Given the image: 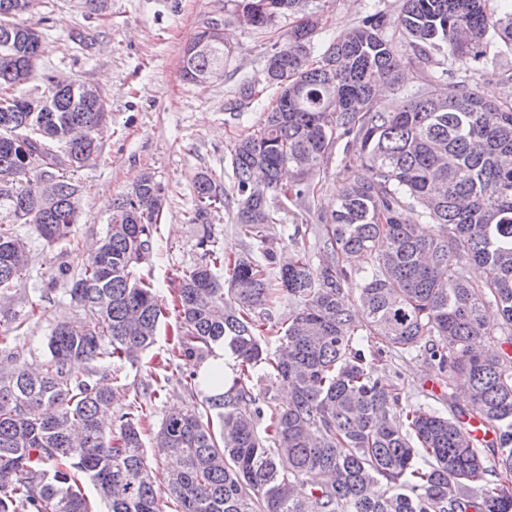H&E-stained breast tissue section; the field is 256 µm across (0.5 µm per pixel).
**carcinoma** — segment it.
Listing matches in <instances>:
<instances>
[{"label": "carcinoma", "mask_w": 512, "mask_h": 512, "mask_svg": "<svg viewBox=\"0 0 512 512\" xmlns=\"http://www.w3.org/2000/svg\"><path fill=\"white\" fill-rule=\"evenodd\" d=\"M312 0H238L256 29L297 16L266 63L276 105L234 143L235 223L250 248L272 259L267 226L281 222L269 193L311 205L312 180L344 142L350 176L336 210L318 216L322 259L298 250L268 275L247 254L224 256L211 230L224 211L223 184L196 174L199 265L173 289L177 342L187 367L189 409L165 414L156 431L141 398L126 410L101 363H130L166 318L154 288L136 277L160 237L163 188L150 172L113 202L104 235L77 270L58 266L47 283L66 285L83 319L59 321L40 367L20 361L0 331V512H91L87 477L110 512H165L144 449L169 460L177 512H512V101L467 80L429 79L389 112L375 111L382 85L407 89L398 47L420 68L441 54L448 67L484 56L494 31L512 46L511 10L487 0H404L391 20L379 12L338 34L313 59ZM39 0H0V328L16 322L13 301L28 271L32 224L47 243L70 239L80 185L76 172L99 150L95 128L111 118L83 109L78 84L43 78L35 95L15 94L45 51L34 25L17 18ZM206 23L181 55V77L205 83L224 71V36ZM433 229L421 228V223ZM228 268L222 282L216 271ZM480 270L476 278L470 268ZM359 278L361 307L345 292ZM296 307L282 323L272 309ZM501 316L500 350H479L484 308ZM228 349L239 371L224 393L198 399L200 364ZM414 350L466 387L470 408L452 416L404 405L374 364ZM288 384L292 398L270 413L255 382ZM480 417L498 441L476 444L462 417ZM268 419L264 431L258 425Z\"/></svg>", "instance_id": "cac0c4a2"}]
</instances>
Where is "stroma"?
I'll return each instance as SVG.
<instances>
[{
	"instance_id": "1",
	"label": "stroma",
	"mask_w": 512,
	"mask_h": 512,
	"mask_svg": "<svg viewBox=\"0 0 512 512\" xmlns=\"http://www.w3.org/2000/svg\"><path fill=\"white\" fill-rule=\"evenodd\" d=\"M402 4L403 0H327L315 42L328 45L375 12L395 18ZM236 13V0H111L108 12L101 15L88 14L84 0H41L35 16L43 21L46 51L27 91L37 93L45 74L96 85L109 100L112 122L99 138L97 159L75 175L81 195L73 241L49 245L33 225L19 227L32 260L20 284L24 300L16 309L25 319L15 344L29 364L46 358L47 338L62 313L73 318L80 315L63 288L46 292L49 276L63 262L79 268L87 245L106 229L113 199L131 191L142 173L154 174L167 195L159 247L136 269L159 298L169 299L182 271L202 261L198 227L185 220L186 211L195 204L197 173L205 171L220 179L229 193L220 220L212 225L225 254L247 253L249 241L234 220L237 197L232 193L230 149L275 102L277 89L265 80L267 55L282 43L293 20L282 16L268 28L253 29L238 25ZM212 19L224 23V76L204 84L186 82L180 75L182 51ZM484 43L485 56L469 65L466 77L487 95L512 99V47L491 32ZM342 156V147H335L321 164L310 209L282 201L281 223L267 230L277 256L299 243L313 245L312 227L318 214L335 208L350 176ZM30 309L35 312L31 318L26 315ZM174 330V321H167L161 336L137 363L112 374L113 386L129 394L154 374H165V388L154 402L157 421L171 408L190 404L184 389L185 369L169 361ZM375 365L398 386L403 403L430 404L451 414L467 407L465 400L440 383L436 370L419 352L387 354L378 357Z\"/></svg>"
}]
</instances>
